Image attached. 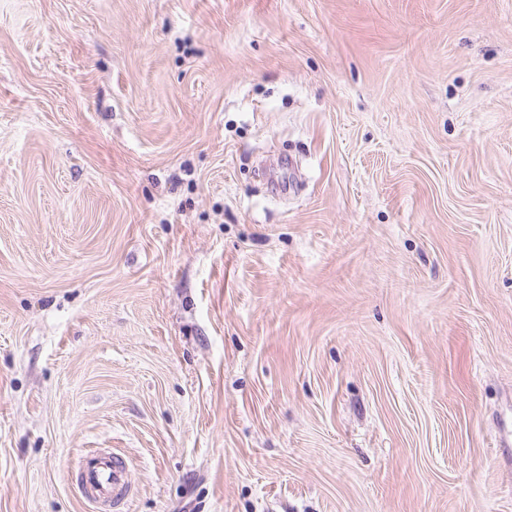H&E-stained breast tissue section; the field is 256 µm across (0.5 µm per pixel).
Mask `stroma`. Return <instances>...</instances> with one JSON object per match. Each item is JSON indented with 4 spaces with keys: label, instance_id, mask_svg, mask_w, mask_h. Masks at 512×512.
<instances>
[{
    "label": "stroma",
    "instance_id": "1",
    "mask_svg": "<svg viewBox=\"0 0 512 512\" xmlns=\"http://www.w3.org/2000/svg\"><path fill=\"white\" fill-rule=\"evenodd\" d=\"M512 512V0H0V512ZM78 488L98 509L119 512L130 494L125 459L107 450H96L88 454L78 467Z\"/></svg>",
    "mask_w": 512,
    "mask_h": 512
}]
</instances>
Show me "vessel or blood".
Wrapping results in <instances>:
<instances>
[{
	"instance_id": "1",
	"label": "vessel or blood",
	"mask_w": 512,
	"mask_h": 512,
	"mask_svg": "<svg viewBox=\"0 0 512 512\" xmlns=\"http://www.w3.org/2000/svg\"><path fill=\"white\" fill-rule=\"evenodd\" d=\"M80 493L98 506L100 512H119L130 494L128 467L122 455L94 451L78 467Z\"/></svg>"
}]
</instances>
